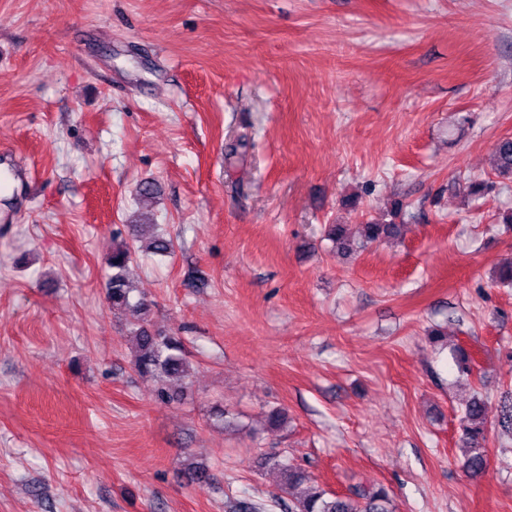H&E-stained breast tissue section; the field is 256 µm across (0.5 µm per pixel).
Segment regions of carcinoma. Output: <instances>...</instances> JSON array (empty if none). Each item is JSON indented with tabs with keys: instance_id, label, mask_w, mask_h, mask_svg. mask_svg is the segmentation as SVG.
I'll list each match as a JSON object with an SVG mask.
<instances>
[{
	"instance_id": "carcinoma-1",
	"label": "carcinoma",
	"mask_w": 512,
	"mask_h": 512,
	"mask_svg": "<svg viewBox=\"0 0 512 512\" xmlns=\"http://www.w3.org/2000/svg\"><path fill=\"white\" fill-rule=\"evenodd\" d=\"M494 171L502 176L512 177V137L499 139L492 152ZM401 224H364L361 239L353 242L348 238L345 225H325L326 236L344 252H352L355 247L395 239L401 236ZM150 252L166 256L172 251V241L162 234L155 233L150 238ZM135 250L125 242L116 245L109 259L112 275L107 281V298L112 308L132 309L140 318L130 325L129 339L134 346L133 365L144 376H151L162 383L171 380L183 381L190 377V366L182 354V342L177 336H170L149 327L144 318L148 304L140 298L131 302L134 288L128 278L129 264ZM486 403L479 396L467 402L460 417L458 447L462 453L467 472L473 475L483 473L488 466L487 454ZM260 467L277 472L287 489L307 485L301 496L275 502L283 512H395L389 490L384 486L362 489L350 495L329 493L324 490L308 472L281 452H268L260 461ZM268 504L261 500L243 496L229 502L230 512H265Z\"/></svg>"
}]
</instances>
